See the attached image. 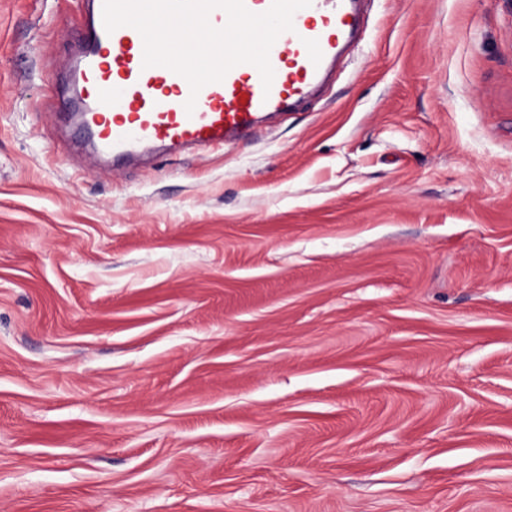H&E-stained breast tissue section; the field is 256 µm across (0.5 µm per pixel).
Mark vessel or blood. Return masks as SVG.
I'll use <instances>...</instances> for the list:
<instances>
[{"mask_svg":"<svg viewBox=\"0 0 512 512\" xmlns=\"http://www.w3.org/2000/svg\"><path fill=\"white\" fill-rule=\"evenodd\" d=\"M91 17L81 41L77 76L84 124L105 157L134 158L162 145L207 148L252 130L261 114L285 112L322 85L342 47L358 32L355 0H312L293 17L269 58L271 87H263L251 64L236 65L224 79L191 95L185 78L162 66L144 67L143 40L129 26L106 31L103 0H91ZM194 111H186L188 98Z\"/></svg>","mask_w":512,"mask_h":512,"instance_id":"obj_1","label":"vessel or blood"}]
</instances>
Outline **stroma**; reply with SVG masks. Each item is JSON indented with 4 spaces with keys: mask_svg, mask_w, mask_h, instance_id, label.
Segmentation results:
<instances>
[{
    "mask_svg": "<svg viewBox=\"0 0 512 512\" xmlns=\"http://www.w3.org/2000/svg\"><path fill=\"white\" fill-rule=\"evenodd\" d=\"M247 140L93 154L86 0H0V512H512V0H362Z\"/></svg>",
    "mask_w": 512,
    "mask_h": 512,
    "instance_id": "obj_1",
    "label": "stroma"
}]
</instances>
